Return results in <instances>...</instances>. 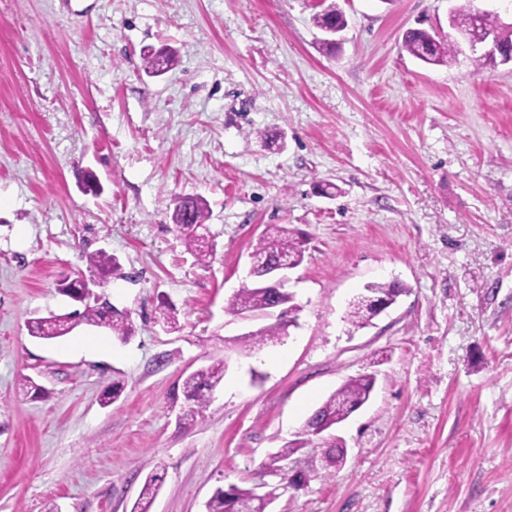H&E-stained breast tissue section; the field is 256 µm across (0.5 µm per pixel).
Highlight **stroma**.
Listing matches in <instances>:
<instances>
[{
    "label": "stroma",
    "mask_w": 512,
    "mask_h": 512,
    "mask_svg": "<svg viewBox=\"0 0 512 512\" xmlns=\"http://www.w3.org/2000/svg\"><path fill=\"white\" fill-rule=\"evenodd\" d=\"M336 2L331 55L319 0H0V512H131L153 474L151 512H206L216 489L277 487L287 445L280 468L308 480L272 512H512V62L402 49L409 28L456 39L455 0ZM185 195L208 203L205 265L171 220ZM269 224L307 241L297 325L247 354L263 322L225 307ZM97 251L120 268L94 291L134 335L29 336L76 309L56 283L94 278ZM390 281L404 294L354 327L349 302ZM214 358L224 379L184 420L182 381ZM365 374L363 407L303 434ZM314 23L321 30L329 34H336L340 32L339 29L345 30L347 27V20L344 12L339 8L336 3H331L326 6L321 12L317 13L314 17ZM339 28V29H330ZM175 59L174 51L164 48L158 54H149L143 58L144 71L149 76H157L159 73L173 65ZM373 389L372 375L350 378L309 416L304 424V433L318 436L327 428L342 422L355 407L369 400Z\"/></svg>",
    "instance_id": "obj_1"
}]
</instances>
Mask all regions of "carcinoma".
Here are the masks:
<instances>
[{
  "label": "carcinoma",
  "mask_w": 512,
  "mask_h": 512,
  "mask_svg": "<svg viewBox=\"0 0 512 512\" xmlns=\"http://www.w3.org/2000/svg\"><path fill=\"white\" fill-rule=\"evenodd\" d=\"M473 9L471 0H461V4L452 8L449 13V24L458 31H463L471 19ZM314 23L321 30L330 28L346 29L347 20L344 12L335 3L326 6L314 17ZM485 28L493 31L499 45L507 50L502 56L503 62L512 61V24L504 23L498 15L485 14ZM402 48L415 58L434 65L446 64L457 53L454 44L446 40L436 39V35L425 29L413 28L405 32ZM174 51L164 48L157 54L144 57V71L150 76L173 65ZM207 202L200 195H188L176 200L172 212V223L187 251L194 258L206 263L212 256L213 246L207 242L205 218ZM305 257L304 241L278 224H269L259 236L251 252L253 273L251 282L243 285L229 301L225 312L233 317L244 313H252L259 317L271 316L270 308L280 307L276 320L256 331L241 337V348L246 352L260 349L269 344L281 341L286 334L287 323L294 322L291 314L296 310L292 304L293 294L287 290L274 292L269 288L258 286L266 271L275 263L286 262L293 268L299 267ZM88 264L97 271L100 278H105L119 268L117 260L100 251L87 256ZM83 284L77 278L67 277L58 283L59 294L81 304L83 310H75L66 316H49L32 318L27 322L30 336L50 340L64 336L81 324L105 328L112 335L126 341L134 333L133 322L126 312L108 308L102 303L91 301L82 296L80 288ZM403 286L396 283H372L366 287V293L356 297L351 303L349 318L353 325L363 326L376 316L373 299L377 297L398 296ZM226 365L218 359L206 367L200 368L183 379V392L187 410L183 419L192 420L209 404V394L224 380ZM374 389V377L362 375L351 378L318 407L304 424V433L318 436L326 429L345 420L357 406L369 400ZM160 488V478L153 475L146 479L139 493L133 512H150ZM270 502L263 494L252 489L231 487V491L217 490L206 504L207 512H267Z\"/></svg>",
  "instance_id": "cac0c4a2"
}]
</instances>
